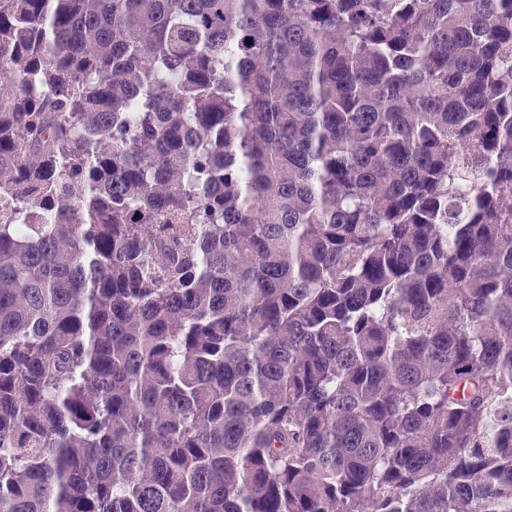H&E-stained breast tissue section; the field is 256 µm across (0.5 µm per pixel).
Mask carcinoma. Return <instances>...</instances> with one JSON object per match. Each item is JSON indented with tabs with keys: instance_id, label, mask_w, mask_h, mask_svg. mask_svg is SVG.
I'll list each match as a JSON object with an SVG mask.
<instances>
[{
	"instance_id": "cac0c4a2",
	"label": "carcinoma",
	"mask_w": 512,
	"mask_h": 512,
	"mask_svg": "<svg viewBox=\"0 0 512 512\" xmlns=\"http://www.w3.org/2000/svg\"><path fill=\"white\" fill-rule=\"evenodd\" d=\"M0 512H512V0H0Z\"/></svg>"
}]
</instances>
